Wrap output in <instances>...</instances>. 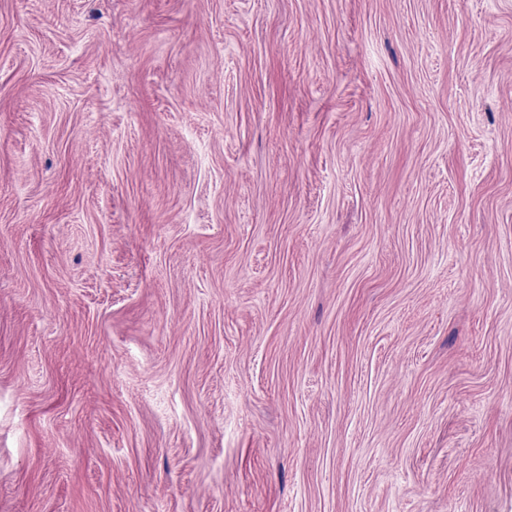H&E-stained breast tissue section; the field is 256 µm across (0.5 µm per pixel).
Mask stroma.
I'll return each mask as SVG.
<instances>
[{"label": "stroma", "mask_w": 512, "mask_h": 512, "mask_svg": "<svg viewBox=\"0 0 512 512\" xmlns=\"http://www.w3.org/2000/svg\"><path fill=\"white\" fill-rule=\"evenodd\" d=\"M0 512H512V0H0Z\"/></svg>", "instance_id": "1"}]
</instances>
